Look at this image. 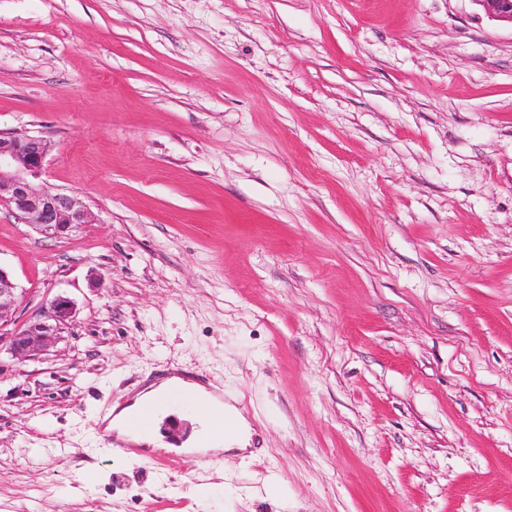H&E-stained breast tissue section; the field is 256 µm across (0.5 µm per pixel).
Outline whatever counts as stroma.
<instances>
[{
	"label": "stroma",
	"mask_w": 512,
	"mask_h": 512,
	"mask_svg": "<svg viewBox=\"0 0 512 512\" xmlns=\"http://www.w3.org/2000/svg\"><path fill=\"white\" fill-rule=\"evenodd\" d=\"M0 131L94 223L0 207V512H512V25L472 0H0ZM177 365L249 449L113 454ZM17 299L11 275L0 266V352L5 348L16 359L28 360L46 351L72 321L74 302L57 295L43 315L19 323L11 317Z\"/></svg>",
	"instance_id": "1"
}]
</instances>
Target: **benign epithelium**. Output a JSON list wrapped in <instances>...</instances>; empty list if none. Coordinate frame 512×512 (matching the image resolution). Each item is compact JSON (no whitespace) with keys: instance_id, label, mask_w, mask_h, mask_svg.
<instances>
[{"instance_id":"7a95c632","label":"benign epithelium","mask_w":512,"mask_h":512,"mask_svg":"<svg viewBox=\"0 0 512 512\" xmlns=\"http://www.w3.org/2000/svg\"><path fill=\"white\" fill-rule=\"evenodd\" d=\"M484 14L512 24V0H472ZM48 145L35 136L17 137L0 132V206L25 218L50 238H62L93 223L92 215L74 195L51 193L41 184ZM18 299L8 271L0 267V349L28 360L49 348L72 321L74 302L54 297L44 314L16 322L11 311Z\"/></svg>"}]
</instances>
